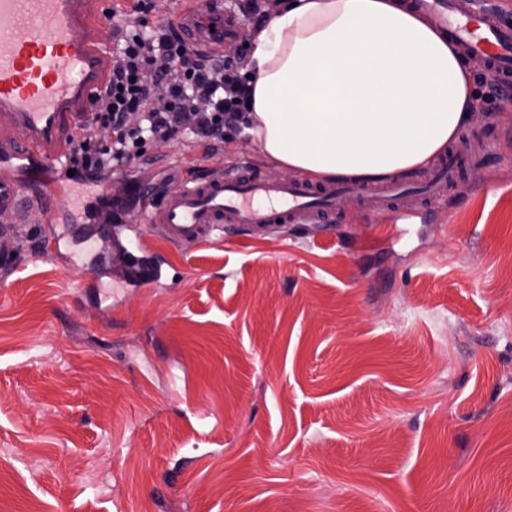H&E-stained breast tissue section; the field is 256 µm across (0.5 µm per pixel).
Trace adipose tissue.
<instances>
[{
    "instance_id": "ef3b65f1",
    "label": "adipose tissue",
    "mask_w": 512,
    "mask_h": 512,
    "mask_svg": "<svg viewBox=\"0 0 512 512\" xmlns=\"http://www.w3.org/2000/svg\"><path fill=\"white\" fill-rule=\"evenodd\" d=\"M249 68L254 141L321 179L412 175L478 104L463 50L413 0H282Z\"/></svg>"
}]
</instances>
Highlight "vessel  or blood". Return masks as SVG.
I'll return each mask as SVG.
<instances>
[{"label":"vessel or blood","instance_id":"obj_1","mask_svg":"<svg viewBox=\"0 0 512 512\" xmlns=\"http://www.w3.org/2000/svg\"><path fill=\"white\" fill-rule=\"evenodd\" d=\"M419 5L467 55L487 63L497 78H512V27L500 24L480 0H420ZM109 10L107 0H0V167L9 171L0 176V213H12L13 224L73 193L64 177L69 139L89 117L112 65V51L99 36L100 19ZM177 24L199 47L217 46L242 27L208 0L181 9ZM473 159L470 153L449 154L412 197L442 199L448 183ZM358 189L351 181L269 179L242 161L203 177L187 174L178 191L161 194L143 209L140 221L176 246L208 244L223 237L228 224L244 226L248 238L260 239L273 225L323 223L341 197ZM399 193L395 184L373 187L370 211L378 216L393 209ZM66 221L127 224L131 217L110 188L93 181Z\"/></svg>","mask_w":512,"mask_h":512}]
</instances>
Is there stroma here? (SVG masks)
Instances as JSON below:
<instances>
[{
    "instance_id": "stroma-1",
    "label": "stroma",
    "mask_w": 512,
    "mask_h": 512,
    "mask_svg": "<svg viewBox=\"0 0 512 512\" xmlns=\"http://www.w3.org/2000/svg\"><path fill=\"white\" fill-rule=\"evenodd\" d=\"M450 145L492 150L444 211L326 223L200 248L152 242L166 273L112 287L44 251L49 215L0 238V512H512V85ZM250 160L179 138L112 174L178 185Z\"/></svg>"
}]
</instances>
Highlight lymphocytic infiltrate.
Returning <instances> with one entry per match:
<instances>
[{
	"label": "lymphocytic infiltrate",
	"mask_w": 512,
	"mask_h": 512,
	"mask_svg": "<svg viewBox=\"0 0 512 512\" xmlns=\"http://www.w3.org/2000/svg\"><path fill=\"white\" fill-rule=\"evenodd\" d=\"M150 0H119L111 15L123 35L91 117L71 141L80 176L128 167L147 151L186 137L209 151L225 130L247 126L248 79L239 62L192 48L174 25L149 29Z\"/></svg>",
	"instance_id": "1"
}]
</instances>
